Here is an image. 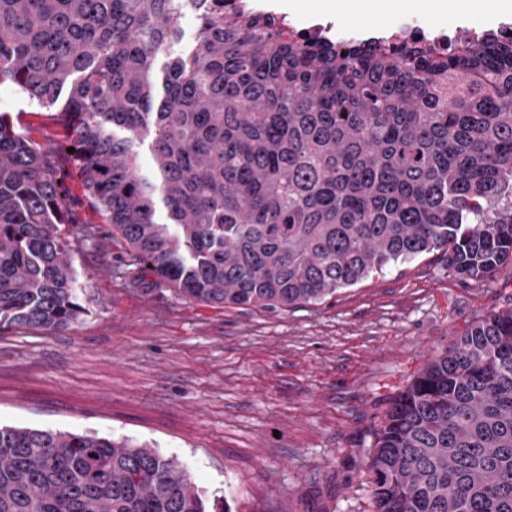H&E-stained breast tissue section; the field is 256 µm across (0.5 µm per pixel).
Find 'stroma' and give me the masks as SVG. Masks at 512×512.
I'll return each instance as SVG.
<instances>
[{"instance_id":"obj_1","label":"stroma","mask_w":512,"mask_h":512,"mask_svg":"<svg viewBox=\"0 0 512 512\" xmlns=\"http://www.w3.org/2000/svg\"><path fill=\"white\" fill-rule=\"evenodd\" d=\"M1 112L65 158L60 127L8 85ZM61 189L88 313L0 334V425L150 444L216 512H373L368 462L389 408L473 323L512 309V263L482 285L436 253L318 305L201 304L132 260L71 167Z\"/></svg>"}]
</instances>
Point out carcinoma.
Segmentation results:
<instances>
[{"mask_svg":"<svg viewBox=\"0 0 512 512\" xmlns=\"http://www.w3.org/2000/svg\"><path fill=\"white\" fill-rule=\"evenodd\" d=\"M5 83L59 123L132 259L200 303L315 305L432 252L482 284L512 262V37L443 54L296 41L235 0H0ZM60 171L0 113V332L85 313ZM372 448L376 512H512V309L436 355ZM0 512L209 510L148 444L0 426Z\"/></svg>","mask_w":512,"mask_h":512,"instance_id":"1","label":"carcinoma"}]
</instances>
